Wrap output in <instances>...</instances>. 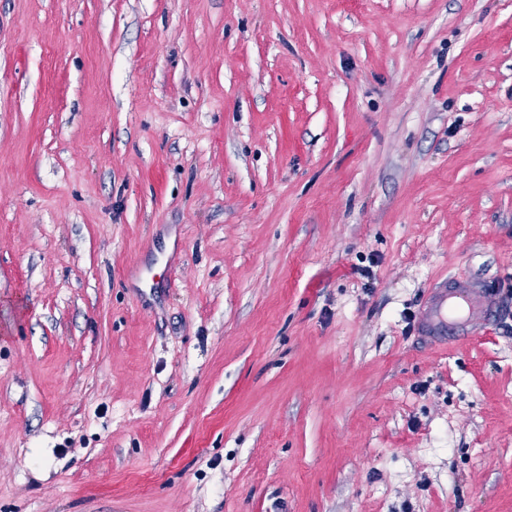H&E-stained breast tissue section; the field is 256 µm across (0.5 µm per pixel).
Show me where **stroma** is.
<instances>
[{
  "label": "stroma",
  "instance_id": "obj_1",
  "mask_svg": "<svg viewBox=\"0 0 512 512\" xmlns=\"http://www.w3.org/2000/svg\"><path fill=\"white\" fill-rule=\"evenodd\" d=\"M0 512H512V0H0ZM479 285L463 280L448 279L435 286L428 297L418 330L433 342H452L456 336H464L467 310L476 304Z\"/></svg>",
  "mask_w": 512,
  "mask_h": 512
}]
</instances>
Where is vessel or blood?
<instances>
[{
    "label": "vessel or blood",
    "instance_id": "b4317fda",
    "mask_svg": "<svg viewBox=\"0 0 512 512\" xmlns=\"http://www.w3.org/2000/svg\"><path fill=\"white\" fill-rule=\"evenodd\" d=\"M476 289L475 283L457 279L435 286L418 322L421 335L435 342L463 335L466 312L479 300Z\"/></svg>",
    "mask_w": 512,
    "mask_h": 512
}]
</instances>
